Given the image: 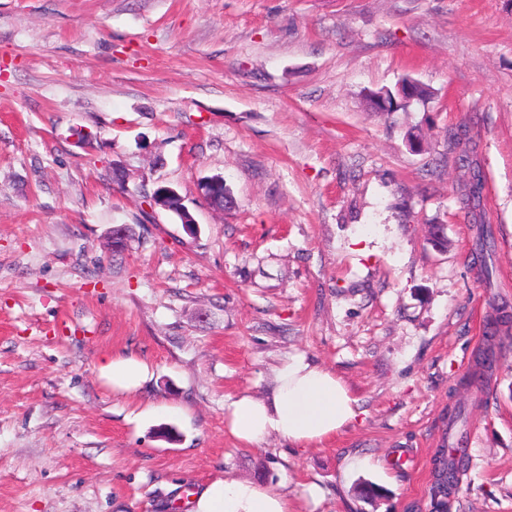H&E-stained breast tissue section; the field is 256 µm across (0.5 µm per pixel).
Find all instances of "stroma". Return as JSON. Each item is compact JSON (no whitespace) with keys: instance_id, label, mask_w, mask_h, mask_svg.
Masks as SVG:
<instances>
[{"instance_id":"1","label":"stroma","mask_w":512,"mask_h":512,"mask_svg":"<svg viewBox=\"0 0 512 512\" xmlns=\"http://www.w3.org/2000/svg\"><path fill=\"white\" fill-rule=\"evenodd\" d=\"M405 78L428 96L375 112ZM216 175L231 209L202 196ZM161 185L195 230L145 204ZM501 305L512 0H0V512H191L226 474L299 512H432L457 407L448 512H512V331L484 388L462 383ZM115 355L148 364L135 393L102 377ZM293 356L358 420L306 449L241 445L227 404ZM466 465V448H452L435 459V480L430 487V496L436 512L446 506L450 489L454 491L453 496L459 493V476Z\"/></svg>"}]
</instances>
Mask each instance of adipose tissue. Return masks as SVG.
Returning a JSON list of instances; mask_svg holds the SVG:
<instances>
[{"label": "adipose tissue", "mask_w": 512, "mask_h": 512, "mask_svg": "<svg viewBox=\"0 0 512 512\" xmlns=\"http://www.w3.org/2000/svg\"><path fill=\"white\" fill-rule=\"evenodd\" d=\"M101 373L113 390L132 393L144 382L149 366L131 356L117 355ZM356 398L327 368L302 359L285 362L277 372L271 396L239 394L228 406L227 428L248 447L276 435L302 448L319 443L357 420ZM193 512H295L289 494L253 481L224 477L207 485L192 503Z\"/></svg>", "instance_id": "adipose-tissue-1"}]
</instances>
